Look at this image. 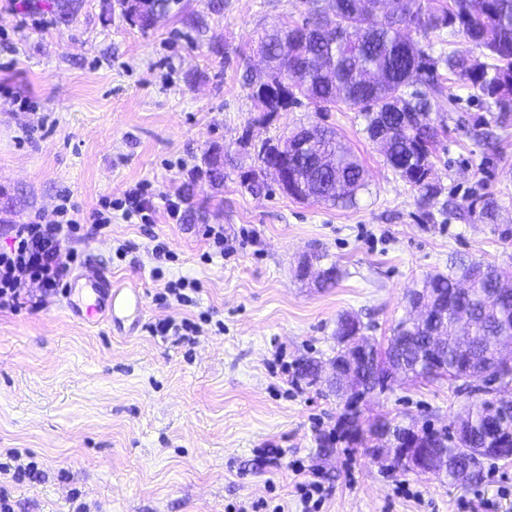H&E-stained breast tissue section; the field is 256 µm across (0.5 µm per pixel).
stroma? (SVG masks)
<instances>
[{
    "label": "stroma",
    "instance_id": "35a3bbf8",
    "mask_svg": "<svg viewBox=\"0 0 512 512\" xmlns=\"http://www.w3.org/2000/svg\"><path fill=\"white\" fill-rule=\"evenodd\" d=\"M306 0H172L150 30L117 0H82L66 24L54 0H0V226L49 222L62 197L85 213L147 184L152 224L113 211L108 235L79 238L81 263L110 285L137 286L135 325L83 322L65 298L40 311L0 313V452L35 457L40 473L8 485L14 512H300L294 461L325 487L321 512H464L491 499L512 512V460L484 463L481 481L451 487L378 462L338 436L342 403L298 380L301 360L328 362L336 321L349 313L386 343L407 291L454 266L512 272V122L445 68L433 103L441 126L430 200L403 181L355 112L307 103L268 114L250 80L264 76L258 34L302 22ZM490 137L474 135L475 119ZM336 128L361 158L367 185L350 208L261 194L244 178L264 143L312 125ZM224 158V184L207 174ZM496 199V223L474 204ZM194 211L167 214L169 200ZM223 226V253L206 232ZM164 240L171 259L153 253ZM316 255L343 276L319 288L296 276ZM166 278L202 289L190 306L156 298ZM200 319L185 341L151 335L170 317ZM448 382L406 380L360 406L364 425L388 418L449 427L464 402Z\"/></svg>",
    "mask_w": 512,
    "mask_h": 512
}]
</instances>
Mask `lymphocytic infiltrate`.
Wrapping results in <instances>:
<instances>
[{
	"mask_svg": "<svg viewBox=\"0 0 512 512\" xmlns=\"http://www.w3.org/2000/svg\"><path fill=\"white\" fill-rule=\"evenodd\" d=\"M57 221L48 224H18L9 227L11 238L0 248V312L17 311L30 297L24 285H32L41 295L63 293L66 280L79 263L69 242L82 224H89L91 234L103 233L112 224L111 216L93 211L87 216L60 204Z\"/></svg>",
	"mask_w": 512,
	"mask_h": 512,
	"instance_id": "1",
	"label": "lymphocytic infiltrate"
}]
</instances>
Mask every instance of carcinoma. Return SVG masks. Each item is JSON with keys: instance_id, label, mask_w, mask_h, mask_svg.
I'll return each mask as SVG.
<instances>
[{"instance_id": "carcinoma-1", "label": "carcinoma", "mask_w": 512, "mask_h": 512, "mask_svg": "<svg viewBox=\"0 0 512 512\" xmlns=\"http://www.w3.org/2000/svg\"><path fill=\"white\" fill-rule=\"evenodd\" d=\"M328 15L313 10L300 25L278 27L261 37L260 48L271 62L266 78L253 82L252 95L266 112H279L305 99L316 109L335 108L360 113L368 138L382 135L386 162L424 198L437 194L430 181L437 151L438 127L431 118L430 99L409 91L414 82L433 78L440 63L488 99L497 112L496 122L512 120V0H332ZM81 0H55L56 20L67 22L78 12ZM125 17L147 30L170 10V0H121ZM414 28L423 37L444 29L460 34L482 50V57L450 53L435 59L405 34ZM302 140L314 136L303 149L282 150L273 145L258 155L259 171L247 178V188L260 190L261 176L273 171L285 174L281 189L298 200H313L341 207L356 202L366 186L365 169L358 157L341 140L335 129L317 127L300 130ZM209 178L224 183V159H208ZM507 280L494 266L473 262L448 275L426 278L424 287L439 296L456 293L461 303L448 308L436 330L438 357L446 369L426 371L430 356L421 345L405 353L399 376L423 380L446 379L467 395L462 404L472 422L469 433L453 439L445 433L422 428L438 443L437 451L448 456L450 485L477 482L482 469L464 472L462 463L471 461L477 449L495 447L512 436V411L506 415L505 432L489 428L482 415L488 399L479 393L473 379L453 371L448 355L483 362L491 358L490 348L502 341L512 345V288L501 289ZM398 322L387 346L370 349L371 356L356 372L360 384L392 387L385 380L384 365L399 354V345L414 341L421 328ZM298 376L307 384L321 385L339 395V379H323L318 362L303 359ZM359 399H345L341 437L374 448L366 436L358 411ZM466 473V478L458 477Z\"/></svg>"}]
</instances>
